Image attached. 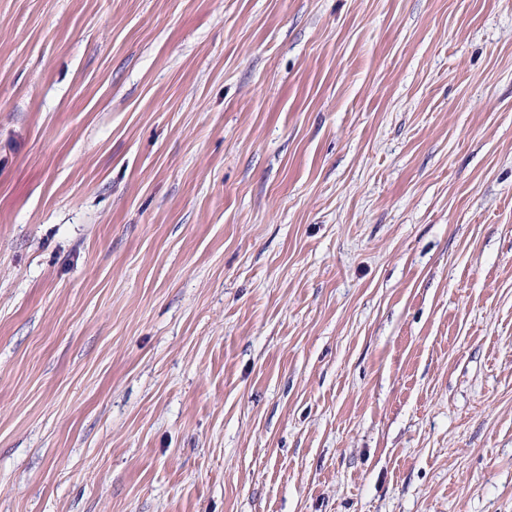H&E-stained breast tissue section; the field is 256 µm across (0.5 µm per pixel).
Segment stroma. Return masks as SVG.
Listing matches in <instances>:
<instances>
[{
    "instance_id": "35a3bbf8",
    "label": "stroma",
    "mask_w": 512,
    "mask_h": 512,
    "mask_svg": "<svg viewBox=\"0 0 512 512\" xmlns=\"http://www.w3.org/2000/svg\"><path fill=\"white\" fill-rule=\"evenodd\" d=\"M0 512H512V0H0Z\"/></svg>"
}]
</instances>
